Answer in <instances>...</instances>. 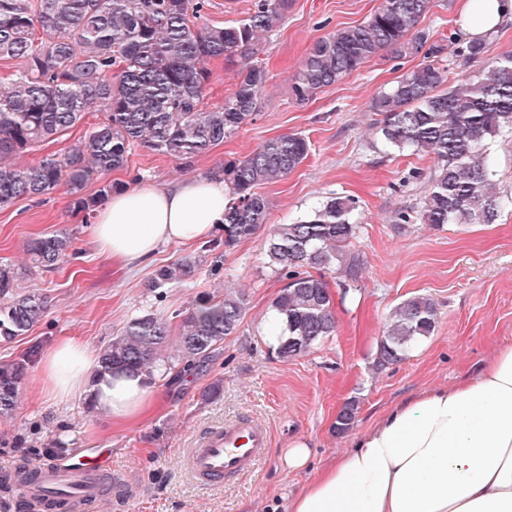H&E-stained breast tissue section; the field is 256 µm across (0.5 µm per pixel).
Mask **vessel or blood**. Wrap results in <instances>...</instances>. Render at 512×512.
I'll list each match as a JSON object with an SVG mask.
<instances>
[{
  "mask_svg": "<svg viewBox=\"0 0 512 512\" xmlns=\"http://www.w3.org/2000/svg\"><path fill=\"white\" fill-rule=\"evenodd\" d=\"M269 444L265 426L249 417H241L215 428L203 437L188 457L189 469L203 486L218 484L251 472L260 464ZM112 460L106 456L82 457L68 464L49 461L39 465V481L27 488L28 498L43 497L45 491L71 483L77 484L76 494L50 502V512H84L89 503L103 500L95 486L96 476L111 472Z\"/></svg>",
  "mask_w": 512,
  "mask_h": 512,
  "instance_id": "obj_1",
  "label": "vessel or blood"
}]
</instances>
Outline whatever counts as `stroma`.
<instances>
[{
    "mask_svg": "<svg viewBox=\"0 0 512 512\" xmlns=\"http://www.w3.org/2000/svg\"><path fill=\"white\" fill-rule=\"evenodd\" d=\"M380 0H293L283 25L253 56L267 83L257 116L237 133L179 168L169 156L133 148L125 168L108 179L129 188L165 187L196 176L211 177L227 160L240 159L281 134L304 136L305 161L279 183L260 189L270 203L268 223L253 238L226 251L203 243L169 244L143 265L126 268L100 254L91 218L73 211L64 190L41 200L19 199L0 209V262L23 268L22 293L46 296L48 310L25 335L0 343V361L19 359L31 348L46 352L73 336L99 351L135 315L170 316L200 297L224 289L241 292L247 314L206 372L160 384L157 403L137 424H112L80 398L55 404L37 366H30L13 414L0 417V469L46 457L57 443L79 455H111L119 496L88 512H288V502L311 472L336 459L355 435L392 405L422 390L473 378L498 349L512 344V204L493 224H447L437 228L416 218L434 168V157L388 150L381 141L371 100L423 55L396 59L381 53L306 102L291 92L294 76L318 39L364 22ZM458 0H432L421 26L431 41L447 42L442 63L450 78L464 66L451 38ZM335 196L355 199L351 220L360 232L351 248L363 272L357 282L334 272L336 333L309 353L283 362L263 337V316L285 282L269 265L271 228L310 212ZM411 214L403 222L402 214ZM54 231L73 237L75 254L56 269H29L26 244ZM192 257L193 276L170 288H154L160 267ZM437 306L434 332L398 363L376 368L375 357L390 310L414 295ZM220 383L217 399L202 395ZM358 402L350 432L333 429L348 399ZM241 416L270 432L267 457L253 472L219 485H198L185 465L188 449L212 428ZM296 441L313 450L311 467L284 469L280 451Z\"/></svg>",
    "mask_w": 512,
    "mask_h": 512,
    "instance_id": "stroma-1",
    "label": "stroma"
}]
</instances>
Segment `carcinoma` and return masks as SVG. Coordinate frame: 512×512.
<instances>
[{"label": "carcinoma", "mask_w": 512, "mask_h": 512, "mask_svg": "<svg viewBox=\"0 0 512 512\" xmlns=\"http://www.w3.org/2000/svg\"><path fill=\"white\" fill-rule=\"evenodd\" d=\"M432 0H380L369 18L317 40L292 84L308 100L360 69L381 52L396 58L425 53L430 61L401 75L370 104L380 116L386 147L426 152L437 167L418 213L422 224H492L507 206L492 178L488 145L512 131V53L475 74L451 81L438 57L445 45L429 42L419 28ZM206 0H0V60L14 62L0 74V208L39 198L64 186L73 209L93 212L109 195L106 176L127 165L141 145L187 165L224 142L259 112L267 80L263 67L245 64L224 103L203 107L211 72L224 57L248 59L284 22L291 0H254L242 20L223 27L200 23ZM486 44L473 40L458 50L470 63ZM91 112L103 115L83 136L33 165L14 156L58 140ZM309 153L298 134L272 138L242 160L224 162L228 191L224 248L251 239L267 223L269 201L257 192L283 180ZM92 182L93 195L84 194ZM355 199L330 197L307 215L273 228L266 255L286 272L287 283L272 300L285 324L277 357L288 362L335 335L332 295L322 270L355 281L360 258L348 245L360 225L351 222ZM33 267L56 268L72 250V237L55 232L27 244ZM197 261L183 259L158 272L154 287L169 288L191 277ZM319 271L314 275L311 270ZM19 270L0 264V341L26 334L43 318L44 297L15 291ZM246 315L244 296L225 291L203 297L175 314L176 323L145 311L132 318L100 350L103 372L153 376L159 364L202 367L234 335ZM437 307L426 295L399 303L378 345L379 367L403 360L436 327ZM177 360L164 354L170 342ZM31 356L0 362V417L14 411ZM357 403L336 416V433L349 431Z\"/></svg>", "instance_id": "1"}]
</instances>
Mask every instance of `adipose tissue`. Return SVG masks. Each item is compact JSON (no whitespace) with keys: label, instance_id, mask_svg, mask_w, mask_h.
<instances>
[{"label":"adipose tissue","instance_id":"adipose-tissue-1","mask_svg":"<svg viewBox=\"0 0 512 512\" xmlns=\"http://www.w3.org/2000/svg\"><path fill=\"white\" fill-rule=\"evenodd\" d=\"M512 21V0H461L457 34L470 41ZM228 194L220 179L116 192L97 211L99 249L128 265L161 246L212 236L224 226ZM47 393L83 398L113 423L141 420L156 404L158 381L141 373L104 374L76 338L44 356ZM288 512H512V345L475 378L432 387L390 408L336 460L317 470Z\"/></svg>","mask_w":512,"mask_h":512}]
</instances>
